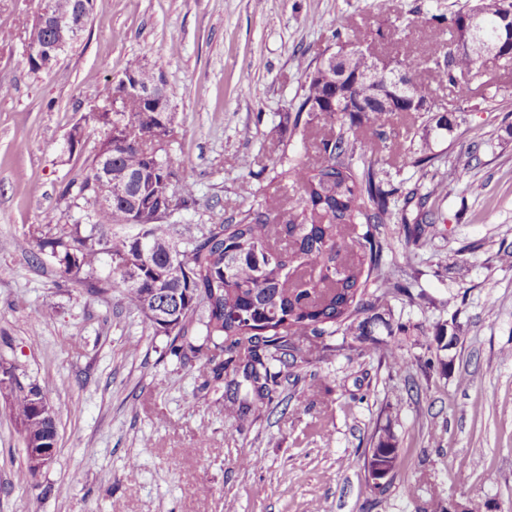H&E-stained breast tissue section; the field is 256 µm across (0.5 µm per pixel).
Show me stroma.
<instances>
[{
	"mask_svg": "<svg viewBox=\"0 0 512 512\" xmlns=\"http://www.w3.org/2000/svg\"><path fill=\"white\" fill-rule=\"evenodd\" d=\"M390 2L382 14L374 0H94L78 40L34 72L26 31L42 0H0V356L48 382L57 431L52 465L21 481L24 444L0 409V512H436L451 498L512 512V267L498 260L512 251V66L494 69L475 110L437 90L440 109L463 115L451 132L416 128V149L457 172L435 201L446 223L419 248L403 225L379 228L386 264L412 284L390 301L403 362L380 353L384 328L336 333L331 355L280 378L244 425L225 419L224 387L205 385L201 361L170 355L119 290L88 293L22 247L80 219L61 190L84 175L100 139L90 113L129 59L163 72L180 121L171 159L199 199L181 220L211 224L257 206L238 193L236 160L260 170L287 143L299 66L334 49L336 28L390 30L458 0ZM44 309L53 318L31 324ZM451 330L457 344L438 350ZM384 427L401 465L380 493L363 460ZM247 456L261 466L240 467Z\"/></svg>",
	"mask_w": 512,
	"mask_h": 512,
	"instance_id": "obj_1",
	"label": "stroma"
}]
</instances>
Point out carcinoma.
<instances>
[{"mask_svg":"<svg viewBox=\"0 0 512 512\" xmlns=\"http://www.w3.org/2000/svg\"><path fill=\"white\" fill-rule=\"evenodd\" d=\"M474 13L484 14L485 36L493 39L512 23V0H475L446 19L418 11L406 19L403 32L443 23L448 32L420 57L403 54L401 81L420 103H434L433 79L464 93L462 80L480 79L497 63L512 65L509 51L495 59L459 51ZM333 38L338 45L333 55L361 71L370 92L386 89L391 70L363 51V45L385 40L381 29L364 38L338 30ZM132 74L145 80L163 76L136 58L127 62L123 79L112 89L119 107L112 123H122V130L103 147L112 151V173L142 177L139 199L146 209L155 207L156 192L171 180L174 211L180 214L197 205L195 183L172 162L163 168L152 159L159 129L175 121L128 92L125 81ZM331 76L330 68L306 67L295 111L283 115L290 136L315 149L312 156L284 148L272 159L271 181L291 190L288 200L268 194L239 219L210 224L200 235L180 230L177 221L149 224L150 250L143 257L137 249L140 213L115 199L110 208L96 206L110 193L97 173L96 153L87 160L86 174L62 190L69 206L83 212L82 222L27 243L34 257L53 260L66 282L98 296L122 289L124 304L137 310L149 329L172 337L175 357L204 358L206 383L224 382V413L239 426L262 410L282 370L311 365L331 351L324 338L340 330L372 336L378 325L394 335L386 320L389 301L407 293L411 284L385 266L390 243L372 227L398 218L407 243L420 247L425 227L443 221L439 212L425 209L444 189L437 156L405 153L402 164L430 177V183L423 194L417 188L403 191L383 168L394 155L388 129L397 113L380 104H368L361 112L336 108ZM413 203L417 215L410 220L407 210ZM175 248L180 249L177 274ZM156 289L168 291L167 308L161 311L153 302ZM0 396L21 423L25 440L56 437L53 425L37 418L21 385ZM398 460L397 440L385 427L364 458V470L383 465L394 475Z\"/></svg>","mask_w":512,"mask_h":512,"instance_id":"carcinoma-1","label":"carcinoma"}]
</instances>
